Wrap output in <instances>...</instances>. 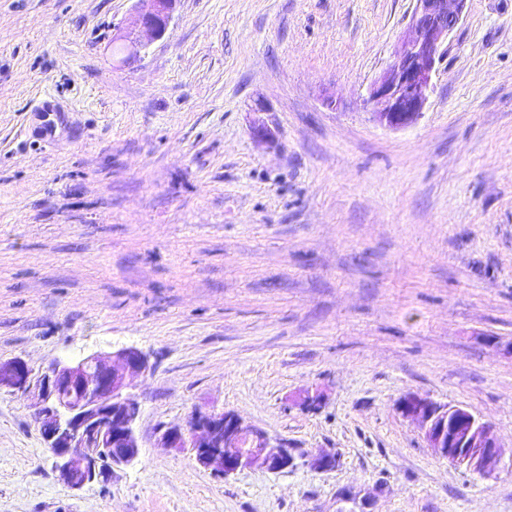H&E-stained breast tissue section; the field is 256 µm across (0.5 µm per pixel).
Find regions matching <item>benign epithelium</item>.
<instances>
[{"label": "benign epithelium", "instance_id": "7a95c632", "mask_svg": "<svg viewBox=\"0 0 512 512\" xmlns=\"http://www.w3.org/2000/svg\"><path fill=\"white\" fill-rule=\"evenodd\" d=\"M138 2L132 25L116 37L128 57L166 35L177 0ZM414 2L408 29L386 71L367 88L366 102L374 105L379 122L392 129L409 126L425 108L437 63L463 18L467 0ZM149 370L147 357L132 347L107 356L58 360L37 376L25 360L13 358L0 361V389L38 391L35 414L42 420L55 470L65 484L80 489L92 482L106 483L115 469L138 460L135 423L140 406L128 387L130 378ZM395 409L417 425L439 458L481 477L496 473L502 446L481 416L417 392L400 396ZM163 440L168 448L192 449L200 465L226 477L252 467L279 472L295 463L291 449L273 443L264 431L246 425L233 412L196 410L188 426L166 429Z\"/></svg>", "mask_w": 512, "mask_h": 512}]
</instances>
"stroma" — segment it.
Masks as SVG:
<instances>
[{
    "instance_id": "stroma-1",
    "label": "stroma",
    "mask_w": 512,
    "mask_h": 512,
    "mask_svg": "<svg viewBox=\"0 0 512 512\" xmlns=\"http://www.w3.org/2000/svg\"><path fill=\"white\" fill-rule=\"evenodd\" d=\"M414 0H0V360L134 347L139 459L74 490L36 391L0 390V512H512L398 415L413 391L512 448V0H468L429 101L366 88ZM307 388L320 409L296 405ZM237 413L335 467L226 478L165 428ZM141 5L132 25L119 31L116 41L125 46L126 57L140 53L162 39L169 28L177 0H138Z\"/></svg>"
}]
</instances>
